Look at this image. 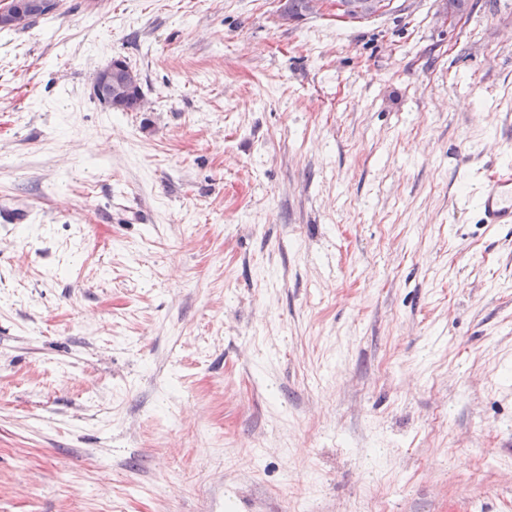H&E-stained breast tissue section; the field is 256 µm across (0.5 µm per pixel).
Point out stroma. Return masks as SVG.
Masks as SVG:
<instances>
[{
  "label": "stroma",
  "instance_id": "1",
  "mask_svg": "<svg viewBox=\"0 0 512 512\" xmlns=\"http://www.w3.org/2000/svg\"><path fill=\"white\" fill-rule=\"evenodd\" d=\"M470 2L0 30V512H512V0ZM123 61L128 68L133 70L124 59ZM133 72L135 73L137 81L134 93L120 101L121 107L112 110V93H108L107 91L112 89L115 94L121 90L130 89L135 85V80L132 75L127 74L124 66L117 58L112 59L107 66L96 70L92 83L94 96L101 104L113 112H140L144 110L147 100L141 88L140 76L136 71L133 70ZM122 74H125L123 75V80L121 79ZM481 224H512V169L500 167L487 176L479 195Z\"/></svg>",
  "mask_w": 512,
  "mask_h": 512
}]
</instances>
